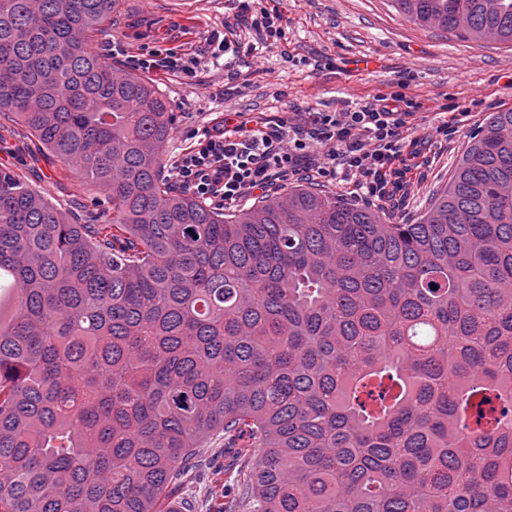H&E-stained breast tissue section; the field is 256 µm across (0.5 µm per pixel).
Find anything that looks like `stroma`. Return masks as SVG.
<instances>
[{
  "instance_id": "35a3bbf8",
  "label": "stroma",
  "mask_w": 512,
  "mask_h": 512,
  "mask_svg": "<svg viewBox=\"0 0 512 512\" xmlns=\"http://www.w3.org/2000/svg\"><path fill=\"white\" fill-rule=\"evenodd\" d=\"M277 10L286 38L266 45L251 15L236 0H119L116 23L92 38L99 56L128 63L156 49L201 51L196 77L166 70L148 79L172 102L177 114L167 147L177 157L190 146L196 128L231 112H340L387 93L389 81H403L418 108L417 158L400 177L402 191L371 200L372 208L397 224L414 223L437 190L444 187L472 135L491 115L512 107V46L459 38L419 27L402 17L389 0H262ZM238 48L233 79L205 49L212 38ZM120 41L122 55L112 53ZM458 104L469 108L465 122L449 136L437 135L438 114ZM0 165L45 192L61 210L78 218L94 210L103 188L74 168L48 158L18 122L0 125ZM205 466L195 484L199 512H215L233 493L236 474L223 449L204 448Z\"/></svg>"
}]
</instances>
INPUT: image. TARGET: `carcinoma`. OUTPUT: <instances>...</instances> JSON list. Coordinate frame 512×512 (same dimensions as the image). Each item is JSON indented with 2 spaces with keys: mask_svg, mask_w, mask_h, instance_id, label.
Returning a JSON list of instances; mask_svg holds the SVG:
<instances>
[{
  "mask_svg": "<svg viewBox=\"0 0 512 512\" xmlns=\"http://www.w3.org/2000/svg\"><path fill=\"white\" fill-rule=\"evenodd\" d=\"M119 0H0V114L104 188L70 222L0 168V512H512V108L414 224L296 186L224 213L165 176L176 120L93 52ZM512 45V0H391ZM200 456L206 466L195 483L197 510L215 512L218 505L224 503V485L225 495L231 496L234 492L235 471L228 470L224 474V466L230 462L231 454L225 453L224 456V448H201ZM217 472L218 475H213Z\"/></svg>",
  "mask_w": 512,
  "mask_h": 512,
  "instance_id": "obj_1",
  "label": "carcinoma"
}]
</instances>
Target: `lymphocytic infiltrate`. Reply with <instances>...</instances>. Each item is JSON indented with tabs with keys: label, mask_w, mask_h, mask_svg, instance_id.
<instances>
[{
	"label": "lymphocytic infiltrate",
	"mask_w": 512,
	"mask_h": 512,
	"mask_svg": "<svg viewBox=\"0 0 512 512\" xmlns=\"http://www.w3.org/2000/svg\"><path fill=\"white\" fill-rule=\"evenodd\" d=\"M412 101L393 91L343 112H236L202 128L170 173L175 183L216 205L266 195L291 179L353 184L368 198L397 188L394 163L407 150Z\"/></svg>",
	"instance_id": "lymphocytic-infiltrate-1"
}]
</instances>
